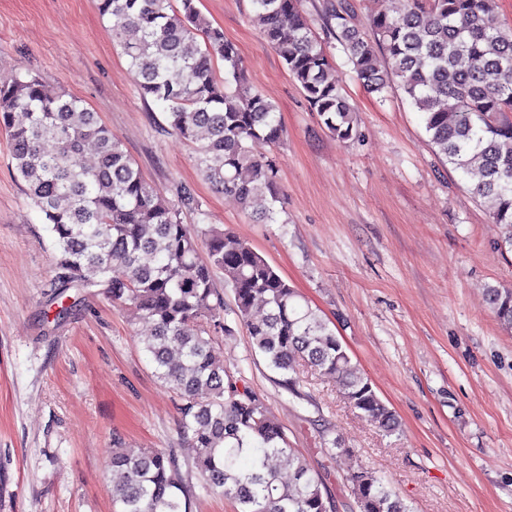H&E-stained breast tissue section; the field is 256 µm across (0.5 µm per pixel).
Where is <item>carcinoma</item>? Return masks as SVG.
<instances>
[{
  "instance_id": "1",
  "label": "carcinoma",
  "mask_w": 512,
  "mask_h": 512,
  "mask_svg": "<svg viewBox=\"0 0 512 512\" xmlns=\"http://www.w3.org/2000/svg\"><path fill=\"white\" fill-rule=\"evenodd\" d=\"M263 35L300 86L312 111L341 140L355 135L353 109L300 0H251ZM370 33L350 26L345 0L330 17L356 78L369 91L392 85L422 114L436 152L492 202V223L512 248V28L495 22L496 0H405L394 16L371 0ZM141 92L163 104L171 130L194 146L212 187L255 216L274 219L282 203L279 163L257 157V141L277 144L275 106L246 81L242 58L196 0H98ZM382 52L388 70L376 66ZM224 62V78L213 65ZM0 127L11 137L17 176L26 184L58 251L64 288L98 286L148 327L139 336L157 378L180 400V448L138 454L122 442L112 454L113 501L120 512H190L196 476L234 512H332L325 483L288 444L284 427L256 393L237 386L218 363L211 334L224 311L214 273H224L230 312L252 348L300 398L299 368L336 378L343 399L380 435L398 422L370 379L352 363L328 322L255 247L211 224L192 229L184 209L200 210L190 190L171 201L142 176L122 143L80 99L36 76L0 78ZM96 156L87 166L86 152ZM489 303L512 329V290L490 287ZM335 461L354 449L324 440ZM356 512H412L370 469L344 474Z\"/></svg>"
}]
</instances>
